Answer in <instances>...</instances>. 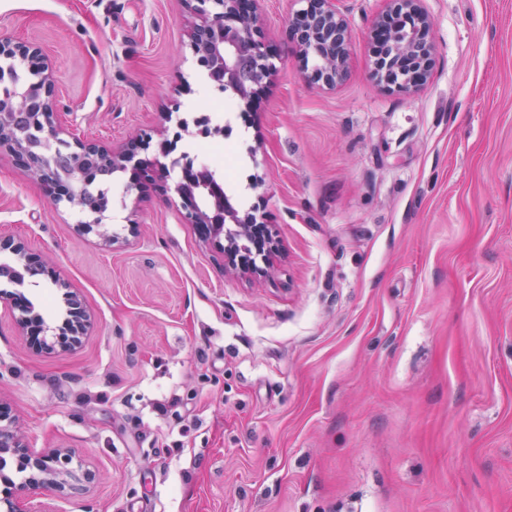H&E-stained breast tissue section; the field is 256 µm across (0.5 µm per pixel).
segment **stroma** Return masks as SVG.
Returning a JSON list of instances; mask_svg holds the SVG:
<instances>
[{
    "label": "stroma",
    "mask_w": 512,
    "mask_h": 512,
    "mask_svg": "<svg viewBox=\"0 0 512 512\" xmlns=\"http://www.w3.org/2000/svg\"><path fill=\"white\" fill-rule=\"evenodd\" d=\"M430 78L373 77L389 0H336V86L285 38L304 0H261L274 52L254 111L208 83L183 0H0L37 43L65 140L180 167L224 129L226 187L271 224L269 274L225 272L153 181L114 175L103 219L54 204L0 151V237L57 277L22 290L49 327L65 291L95 322L30 347L0 297V401L30 450H63L51 512H512V0H421Z\"/></svg>",
    "instance_id": "1"
}]
</instances>
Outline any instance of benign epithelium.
I'll use <instances>...</instances> for the list:
<instances>
[{"mask_svg": "<svg viewBox=\"0 0 512 512\" xmlns=\"http://www.w3.org/2000/svg\"><path fill=\"white\" fill-rule=\"evenodd\" d=\"M421 0H390L389 10L374 25L377 80L398 91L412 95L426 83L432 63L429 41L431 20L420 6ZM192 21L188 36L198 65L208 71L218 87H230L246 104L258 91L262 79L273 69L272 54L261 38L259 0H184ZM302 62V77L314 83L333 87L345 73L348 59V33L344 19L336 11L333 0H307V7L289 20L285 30ZM28 65L29 76L15 93L0 97V149L6 148L16 166L46 185L52 200L75 206L85 187L98 172L86 161L93 159L103 166L121 170L132 162L142 146V139L131 137L118 150L90 140L73 142L60 138L62 130L55 121L53 109L55 84L45 74L42 50L34 43L0 40V76L7 74L14 81V61ZM181 200L185 218L198 224L215 239H224V268L227 271L262 277L265 272L246 268L235 259L239 241L255 242L258 235L268 249H273V231L267 225L253 223V216L240 214L226 199L224 206L211 207L210 195H219L212 188L182 170L173 186ZM0 251L13 254L22 270L30 275H45L58 281L48 268L24 243L11 238L0 239ZM11 305L22 312L19 328L29 343L43 351L53 346L45 342L47 326L43 316L24 307L15 297ZM86 314L75 311L57 333L58 345L66 348L77 344L92 329ZM11 420L9 408L0 402V465L10 457L16 469L29 473L22 485L0 490L3 512H34L28 494L43 487L64 492L69 474V456L61 450L35 455L21 435L2 422Z\"/></svg>", "mask_w": 512, "mask_h": 512, "instance_id": "obj_1", "label": "benign epithelium"}]
</instances>
